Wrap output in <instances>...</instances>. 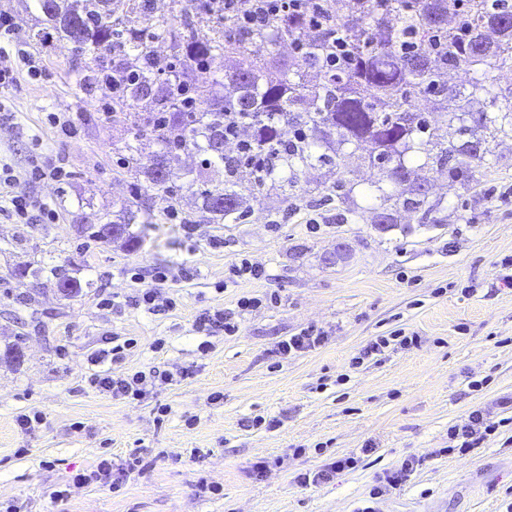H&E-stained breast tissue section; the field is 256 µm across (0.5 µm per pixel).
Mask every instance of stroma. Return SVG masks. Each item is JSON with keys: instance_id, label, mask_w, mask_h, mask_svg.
I'll return each mask as SVG.
<instances>
[{"instance_id": "stroma-1", "label": "stroma", "mask_w": 512, "mask_h": 512, "mask_svg": "<svg viewBox=\"0 0 512 512\" xmlns=\"http://www.w3.org/2000/svg\"><path fill=\"white\" fill-rule=\"evenodd\" d=\"M17 39L34 53L36 72L18 66L17 81L0 92L13 123L0 125V161L28 168L32 145L62 160L63 182L24 184L33 199L55 205V224H15L0 215V512H48L50 494L72 471L93 468L105 454L137 453L149 462L119 492L89 485L70 489L68 512H353L379 475L411 456L424 463L400 488L378 500L379 512H506L512 505V424L468 455L447 453L448 430L478 408L494 411L512 393V288L500 285L512 256V133L488 136L489 152L475 178L450 180L413 153L420 174L440 203L436 225L405 232L414 214L397 209V225L374 222L376 192L394 185L368 160L364 148L345 145L339 166L303 170L295 188L254 190L246 217L210 223L191 196L178 206L200 226L184 238L177 220L160 215L138 250L103 244L79 233L80 220L111 210L128 196L130 178L117 149L133 135L123 113L103 91L79 82L69 42L43 45L33 33L42 16L30 0H0ZM279 67L293 61L290 40L251 45L245 57H215L223 78L243 58ZM76 112L79 133L66 138L47 120ZM354 185L348 202H323L338 180ZM223 239L220 248L210 239ZM343 248V259L326 262ZM263 266L260 279L228 285L224 277L241 258ZM42 259L71 260L93 285L66 298L53 281L18 284L15 268ZM187 269L166 283L174 310L127 306L136 285L129 269ZM276 296L247 314L235 335L214 337L200 355L195 316L205 309H235L239 298ZM110 298L117 310L101 308ZM327 331L316 349L281 360L274 345L309 327ZM400 330L416 344H391L359 359L376 337ZM134 339L120 375L151 366L184 371L180 381L142 401L115 400L86 381L94 354L112 337ZM18 344L19 362L2 359ZM483 381L482 390L469 380ZM220 401H213V394ZM170 413L156 421V404ZM38 412L44 424L21 433L16 418ZM278 428L254 426L258 417ZM357 455L355 469L318 486L299 474ZM269 460L257 474L254 465ZM218 484L219 496L199 493V479Z\"/></svg>"}]
</instances>
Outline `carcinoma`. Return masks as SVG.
Listing matches in <instances>:
<instances>
[{
	"instance_id": "1",
	"label": "carcinoma",
	"mask_w": 512,
	"mask_h": 512,
	"mask_svg": "<svg viewBox=\"0 0 512 512\" xmlns=\"http://www.w3.org/2000/svg\"><path fill=\"white\" fill-rule=\"evenodd\" d=\"M43 21L63 39L80 42L77 56L97 59L115 52L121 60L112 72L85 65L80 82L85 87H103L111 92L112 108L127 112L134 140L146 137L157 145L150 155L126 143L122 166L134 175L129 197L112 203L113 211L83 226L88 236L102 243L121 240L131 250L141 239L130 231L138 215L154 223L155 210L174 207L181 198L179 188L200 203L215 224L236 222L244 217L246 193L239 179L237 159L224 153V113L238 112L252 130L250 141L258 153L278 159L270 176L252 172L254 186L267 182L295 187L302 169L316 165H338L339 146L369 147L370 164L396 186L397 194L382 196L376 207V224L387 230L395 224L393 208L418 216L425 225L439 204L428 199L429 182L415 176L406 160L413 135L428 134L427 143L439 149L433 162L448 167V177L463 183L474 180L473 164L488 153L480 131H503L512 127V101L496 112H473L470 97L492 86L491 72L512 68V0H462L455 21L466 24L469 33L460 34L458 25L448 26V0H412L406 8L391 0L381 13L371 0L354 14L336 17L340 29L363 22L374 34L367 43H353L350 63L329 71L326 57L335 51L332 32H323L310 42L308 55L295 69L272 71L258 60L240 67L222 82L210 75L208 66L218 55H243L258 40L270 45L295 36L304 20L276 18L258 36L236 35L224 30L221 9L208 0H172L185 35L171 28L166 34L177 41L178 71L164 80L154 70L152 43L160 37L147 18V4L137 0H34ZM400 25L388 23V16ZM462 70L469 75V90L453 89L437 80V69ZM315 71L323 81L317 90L307 91L300 81ZM234 94L224 95V84ZM158 87L150 95L146 90ZM424 87L434 96L437 117L428 121L406 107L407 88ZM453 115L458 126L448 131L444 117ZM202 156L200 167L187 171L165 168L181 152ZM51 275L65 297L91 287L90 281L73 276L65 265L48 266L33 261L13 272L18 281L40 280Z\"/></svg>"
}]
</instances>
